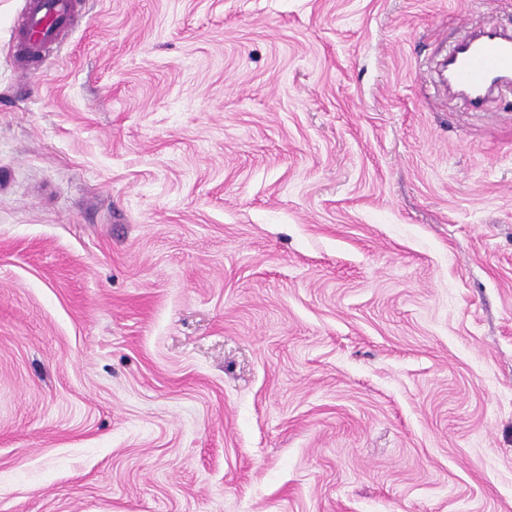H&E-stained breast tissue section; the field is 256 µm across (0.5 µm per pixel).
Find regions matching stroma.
Wrapping results in <instances>:
<instances>
[{
	"label": "stroma",
	"instance_id": "1",
	"mask_svg": "<svg viewBox=\"0 0 512 512\" xmlns=\"http://www.w3.org/2000/svg\"><path fill=\"white\" fill-rule=\"evenodd\" d=\"M0 0V512H512V0ZM77 14L76 0H27L16 22V53L26 68L58 46ZM448 85L457 89L473 109H481L495 88L512 84V32L487 22L448 58Z\"/></svg>",
	"mask_w": 512,
	"mask_h": 512
}]
</instances>
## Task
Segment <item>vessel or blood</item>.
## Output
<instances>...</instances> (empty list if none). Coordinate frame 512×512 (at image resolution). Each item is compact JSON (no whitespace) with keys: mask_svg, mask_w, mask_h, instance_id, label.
Returning <instances> with one entry per match:
<instances>
[{"mask_svg":"<svg viewBox=\"0 0 512 512\" xmlns=\"http://www.w3.org/2000/svg\"><path fill=\"white\" fill-rule=\"evenodd\" d=\"M77 14L76 0H27L16 22V53L25 66L58 46ZM447 81L473 109H481L497 88L512 86V32L489 22L459 44L448 59Z\"/></svg>","mask_w":512,"mask_h":512,"instance_id":"1","label":"vessel or blood"}]
</instances>
